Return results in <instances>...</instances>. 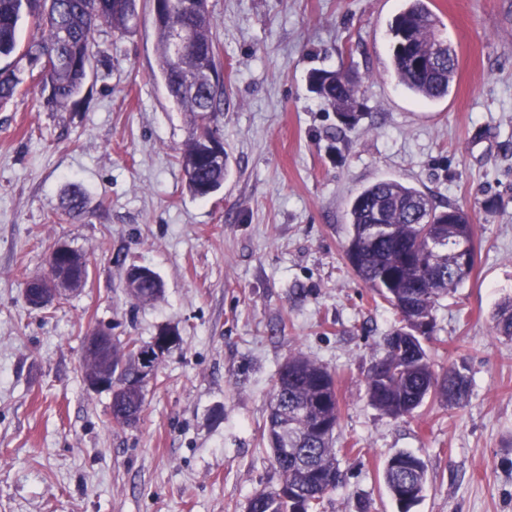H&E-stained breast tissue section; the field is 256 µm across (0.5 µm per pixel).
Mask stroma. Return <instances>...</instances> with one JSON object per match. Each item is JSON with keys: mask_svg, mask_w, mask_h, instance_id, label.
<instances>
[{"mask_svg": "<svg viewBox=\"0 0 512 512\" xmlns=\"http://www.w3.org/2000/svg\"><path fill=\"white\" fill-rule=\"evenodd\" d=\"M404 0H208L224 71L218 117L229 174L193 196L176 161L194 118L159 75L148 0L122 37L94 34L82 94L45 107L18 57L0 108V512H245L280 483L264 438L279 367L300 352L333 373L341 479L319 512H396L378 477L406 451L427 469L411 512H512V341L493 329L512 297V0H431L458 57L449 96L422 106L390 71L391 19ZM348 71L360 119L342 127L307 86ZM394 178L468 211L477 262L437 304L423 345L434 370L462 364L464 407L431 397L393 418L365 377L398 322L350 267L346 207ZM89 202L63 211L69 184ZM59 242L89 277L44 309L28 277ZM161 299L130 302V265ZM177 330L147 386L141 419L113 425L111 394L83 381L84 342Z\"/></svg>", "mask_w": 512, "mask_h": 512, "instance_id": "stroma-1", "label": "stroma"}]
</instances>
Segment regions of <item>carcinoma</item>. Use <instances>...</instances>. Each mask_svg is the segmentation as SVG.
Here are the masks:
<instances>
[{
    "instance_id": "obj_1",
    "label": "carcinoma",
    "mask_w": 512,
    "mask_h": 512,
    "mask_svg": "<svg viewBox=\"0 0 512 512\" xmlns=\"http://www.w3.org/2000/svg\"><path fill=\"white\" fill-rule=\"evenodd\" d=\"M136 0H0V58L18 48V24L32 19L35 34L21 58L32 61L47 57L39 70L46 107L54 110L77 97L87 80L85 58L92 53L93 35L101 27L127 34L133 29ZM158 64L168 96L183 112L202 120L196 130L213 123L224 110L223 67L211 34L208 0H167L164 15L154 19ZM441 22L425 0H407L404 9L389 24L393 43L411 32V43L403 51L393 50L391 70L410 96L433 102L448 96L457 72V56L440 35ZM184 27L191 42L175 55L171 29ZM434 60L419 68L415 58ZM312 89L331 107L346 126L357 123L359 114L350 111L357 103L354 86L344 81L341 71L314 69L309 73ZM22 83L15 69L0 68V104L13 98ZM178 162L189 192L208 196L219 188L227 171L210 168L197 137L181 151ZM74 220L86 212V196L77 184L68 189L64 201ZM350 231L346 257L356 276L392 307L401 327L385 340V353L372 362L365 377L371 405L388 416L409 414L429 396H438L450 406L462 407L469 396V379L464 369L448 368L441 378L434 373L422 342L405 340L407 322L434 321L433 308L439 299L461 287L473 267L459 272L454 259L445 258L419 266L412 258L448 251L463 242L474 244L475 229L466 211L457 206L443 210L424 192L397 179H381L362 188L348 208ZM51 277L26 281L25 292L33 293L62 269L84 284L88 263L72 250L65 257L47 260ZM160 279L142 283L129 299L136 304L159 298ZM494 331L512 340V298L502 301L494 314ZM112 346V423L128 425L139 419L145 406V389L132 356ZM340 421L339 400L332 372L324 365L295 353L277 371L270 398L267 444L280 474L274 489L255 491L246 512H315L339 482L335 433ZM382 481L392 500L400 503L413 493V503L423 496L426 473L423 462L410 452L394 454L382 469Z\"/></svg>"
}]
</instances>
